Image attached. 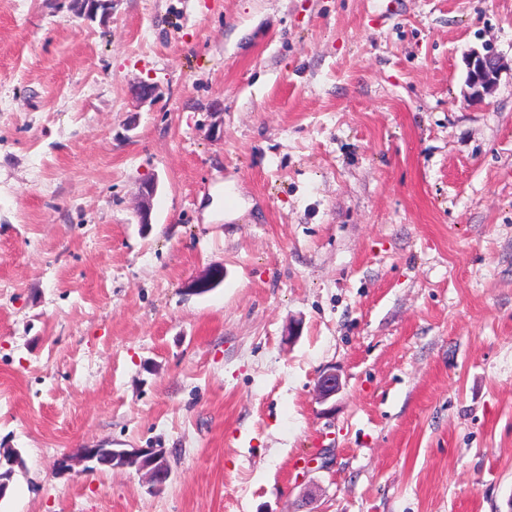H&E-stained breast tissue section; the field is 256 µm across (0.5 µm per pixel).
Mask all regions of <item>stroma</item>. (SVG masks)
I'll return each instance as SVG.
<instances>
[{
	"instance_id": "35a3bbf8",
	"label": "stroma",
	"mask_w": 512,
	"mask_h": 512,
	"mask_svg": "<svg viewBox=\"0 0 512 512\" xmlns=\"http://www.w3.org/2000/svg\"><path fill=\"white\" fill-rule=\"evenodd\" d=\"M1 447L0 512H512V0H0ZM72 10L77 16L91 21L97 19L100 11V21L104 22L111 14L112 0H73ZM469 97L482 99L496 86L503 69L500 57L490 48L471 50L466 58ZM224 281V269L220 266L209 268L203 275L193 279L189 284L187 290L192 293H205L213 288H216ZM162 448H79L64 454L57 460L56 470L69 473L77 464L92 462L95 469L99 465L114 469H131L145 472L152 491H161L170 478V470Z\"/></svg>"
}]
</instances>
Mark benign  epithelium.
Masks as SVG:
<instances>
[{
	"label": "benign epithelium",
	"mask_w": 512,
	"mask_h": 512,
	"mask_svg": "<svg viewBox=\"0 0 512 512\" xmlns=\"http://www.w3.org/2000/svg\"><path fill=\"white\" fill-rule=\"evenodd\" d=\"M72 10L87 20L105 21L112 11V0H72ZM469 97L481 99L496 86L503 69L500 57L490 48L472 50L466 58ZM156 185L146 182L141 186L137 216L139 223H151L152 199ZM224 282V268L214 266L188 284V291L205 293ZM341 381L333 371L323 372L317 381L319 399L326 400L340 390ZM104 465L111 469H131L145 473L150 489L162 490L170 478V470L162 448H79L60 457L56 463L59 473H69L83 463Z\"/></svg>",
	"instance_id": "obj_1"
}]
</instances>
